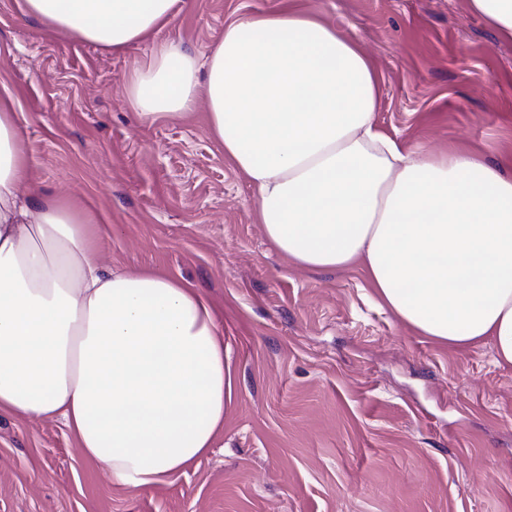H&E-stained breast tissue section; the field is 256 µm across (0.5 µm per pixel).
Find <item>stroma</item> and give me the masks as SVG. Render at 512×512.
Wrapping results in <instances>:
<instances>
[{
	"label": "stroma",
	"instance_id": "obj_1",
	"mask_svg": "<svg viewBox=\"0 0 512 512\" xmlns=\"http://www.w3.org/2000/svg\"><path fill=\"white\" fill-rule=\"evenodd\" d=\"M369 57L376 122L405 150L512 155V40L468 0H187L119 53L0 0V95L40 195L79 201L104 261L214 305L237 377L208 454L164 482H112L62 420L0 415V512H512V366L443 347L378 306L355 267L310 271L268 242L205 103L147 121L129 74L156 44L206 59L224 25L287 6Z\"/></svg>",
	"mask_w": 512,
	"mask_h": 512
}]
</instances>
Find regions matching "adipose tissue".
<instances>
[{"instance_id": "1", "label": "adipose tissue", "mask_w": 512, "mask_h": 512, "mask_svg": "<svg viewBox=\"0 0 512 512\" xmlns=\"http://www.w3.org/2000/svg\"><path fill=\"white\" fill-rule=\"evenodd\" d=\"M183 0H23L47 30L120 52ZM147 120L209 110L270 244L310 270L361 266L403 324L512 365V159L403 150L375 122L364 53L316 17H238L205 65L158 44L127 80ZM0 104V414L63 420L113 482L146 487L212 447L236 380L219 316L190 284L104 265L70 202L30 197Z\"/></svg>"}]
</instances>
